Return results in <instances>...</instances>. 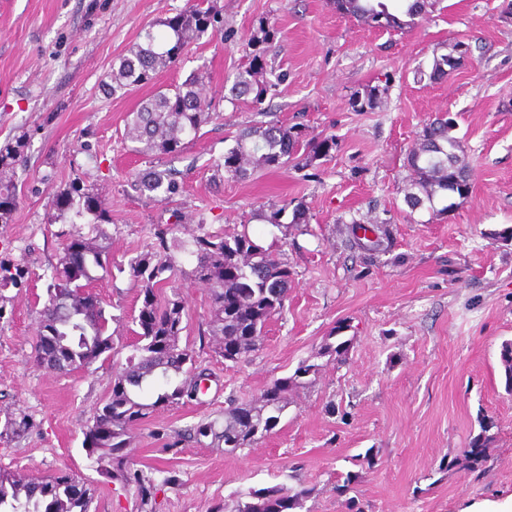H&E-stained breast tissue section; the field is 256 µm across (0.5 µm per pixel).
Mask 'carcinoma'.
Segmentation results:
<instances>
[{"mask_svg":"<svg viewBox=\"0 0 512 512\" xmlns=\"http://www.w3.org/2000/svg\"><path fill=\"white\" fill-rule=\"evenodd\" d=\"M436 0H408L396 6L391 0H345L341 15L387 33L403 32L415 25L435 7ZM220 13L208 0H194L184 10L160 22L163 34L149 29L143 42L130 49V55L108 75L105 87L112 96L151 83L157 72L170 66L192 41L208 30H216ZM261 36L248 40L247 62L233 74L230 93L237 99H248L260 107L273 83L267 75L266 50L263 44L274 40V31L260 25ZM379 88L369 87L352 97L356 112H373L379 107ZM125 138L137 144L135 151L143 155L175 156L185 148L184 137L195 136L201 126L212 118L211 101L201 94V77L190 76L180 85L158 89L131 112ZM456 123L446 117H436L425 126L419 137L424 143L419 150H409L406 162L411 186L405 201L413 209L424 205L434 212L446 213L456 207L448 197L462 199L470 192V184L462 177L466 164L460 159V140L451 135ZM336 148L333 137H312L294 124L253 125L245 127L235 137V144L224 152V162L216 165L231 179H244L249 167L277 169L284 167L298 154L305 163L325 158ZM24 142L16 141L0 149V222L7 223L14 211L18 196L14 184V169L23 161ZM140 194L152 200L171 202L182 189L175 172L153 166L135 177ZM52 206L63 214L79 207V212L93 216L91 233L77 234L67 239L58 264L52 271L48 298L39 312L38 338L34 347L35 359L44 363L46 350L53 351L49 367L70 372L75 367L90 368L101 357L112 352L111 323L116 316L107 315L100 299L90 301L91 284L96 277L92 269H107L109 254L99 243L100 225L108 222L107 203L99 194L73 184L57 192ZM288 205L262 208L253 217L276 228H288L282 223ZM199 233L192 238L193 276L209 285L208 333L217 342V354L231 363H239L258 351L266 324L284 308L292 272L283 254L266 248L250 235L248 229L233 234L210 233L198 221ZM375 240L358 244L368 256L383 251L388 238L385 225L373 227ZM169 229L155 232L156 248L130 263L132 275L141 283V306L132 318L134 353L122 371L112 378L111 393L98 409L84 431L83 447L97 454L102 474L134 488L140 512H148L156 485L143 471L131 466L126 452L132 426L140 423L158 408L177 405L191 383L193 355L180 345L184 306L179 298L160 301L157 289L170 279L174 266L167 255ZM344 327L338 326L325 337L319 355L337 362L346 360L349 341H335ZM319 365L301 362L290 376L277 378L253 403L229 400L224 409V425L200 422L177 434L178 441H201L212 436L211 444L224 446L233 453L252 446L270 434L288 407V393L313 384ZM491 421L480 423L481 431L471 438L457 464L475 470L485 461L486 448L494 442ZM96 488L69 473L52 477H33L0 468V510L4 512H90ZM310 488L295 490L284 484L237 493L232 510L226 505L213 512H294L303 507Z\"/></svg>","mask_w":512,"mask_h":512,"instance_id":"obj_1","label":"carcinoma"}]
</instances>
